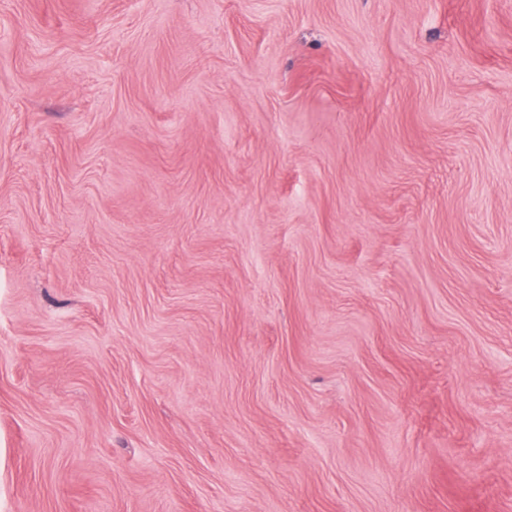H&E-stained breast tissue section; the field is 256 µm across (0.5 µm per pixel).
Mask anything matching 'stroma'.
<instances>
[{"instance_id":"1","label":"stroma","mask_w":512,"mask_h":512,"mask_svg":"<svg viewBox=\"0 0 512 512\" xmlns=\"http://www.w3.org/2000/svg\"><path fill=\"white\" fill-rule=\"evenodd\" d=\"M0 512H512V0H0Z\"/></svg>"}]
</instances>
